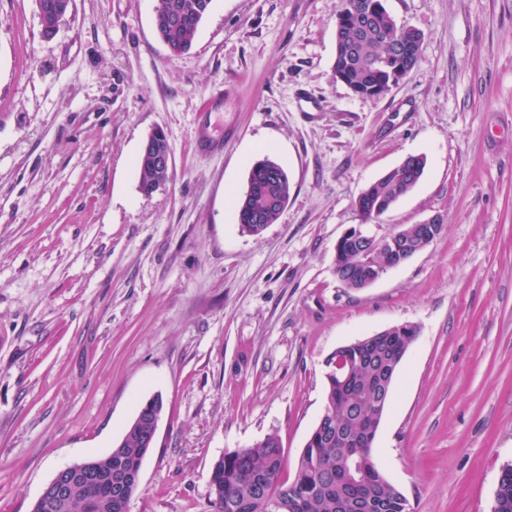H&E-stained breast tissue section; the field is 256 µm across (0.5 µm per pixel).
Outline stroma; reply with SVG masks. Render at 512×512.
<instances>
[{
    "label": "stroma",
    "instance_id": "stroma-1",
    "mask_svg": "<svg viewBox=\"0 0 512 512\" xmlns=\"http://www.w3.org/2000/svg\"><path fill=\"white\" fill-rule=\"evenodd\" d=\"M156 0H74L46 40L0 0V512H31L62 467L110 451L161 396L129 512H211L213 463L265 435L293 479L336 348L409 324L375 446L410 512H491L512 461V0H386L424 34L388 93L334 76L340 0H213L171 56ZM236 135L199 156L213 86ZM320 108L306 112L303 96ZM163 128L169 181L138 190ZM415 190L378 222L355 202L406 157ZM288 173L279 219L242 233L251 163ZM441 235L371 287L337 279L350 227Z\"/></svg>",
    "mask_w": 512,
    "mask_h": 512
}]
</instances>
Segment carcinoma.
I'll return each mask as SVG.
<instances>
[{
    "label": "carcinoma",
    "instance_id": "obj_1",
    "mask_svg": "<svg viewBox=\"0 0 512 512\" xmlns=\"http://www.w3.org/2000/svg\"><path fill=\"white\" fill-rule=\"evenodd\" d=\"M213 0H158L154 27L170 53L179 56L191 48L194 34L209 12ZM423 33L397 26L384 0H342L336 15V80L349 85L358 96L372 97L389 90V72L397 60L398 47ZM408 167L372 182L359 199L364 223H375L383 207L393 205L413 191L424 168V158L415 157ZM138 189L143 195L158 190L155 173L138 166ZM291 193L286 171L268 158L252 163L246 190L235 202L234 217L244 233L261 234L275 223ZM383 263L379 244L369 241L357 248L337 249V279L362 288L359 270ZM418 336L381 334L363 338L336 349L326 360V405L302 450L291 481L281 480L284 450L277 435L268 434L243 454L228 453L212 466L210 503L212 512H357L353 500L370 501L364 512H409L398 488L368 466L361 484L336 482V461L351 452L352 436L370 438L365 455L374 450L381 420L373 414L380 397L379 376L390 362L403 361ZM146 425L135 417L120 441L105 455L93 457L99 475L91 486L52 503L45 509L34 504L32 512H122L113 489L136 492V478L148 449L144 448ZM498 512H512V462L502 466L498 478Z\"/></svg>",
    "mask_w": 512,
    "mask_h": 512
}]
</instances>
